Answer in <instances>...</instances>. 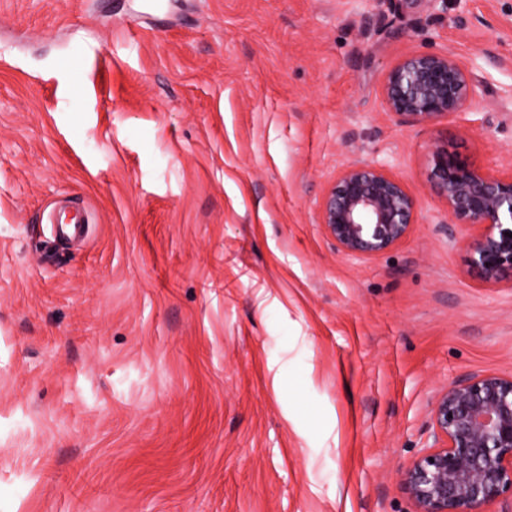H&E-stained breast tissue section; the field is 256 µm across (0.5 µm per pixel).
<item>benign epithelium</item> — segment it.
<instances>
[{"label":"benign epithelium","mask_w":512,"mask_h":512,"mask_svg":"<svg viewBox=\"0 0 512 512\" xmlns=\"http://www.w3.org/2000/svg\"><path fill=\"white\" fill-rule=\"evenodd\" d=\"M380 94L399 123L432 126L471 110L479 87L454 54L414 52L387 72ZM427 182L445 203L447 223L479 228L465 244L469 268L487 284L498 282L512 270V174L437 147ZM320 219L337 252L373 257L409 236L416 201L384 166L355 161L327 188ZM430 438L399 473L413 512H489L512 500V373L480 371L449 383L432 402Z\"/></svg>","instance_id":"7a95c632"}]
</instances>
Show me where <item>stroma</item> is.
I'll use <instances>...</instances> for the list:
<instances>
[{"label": "stroma", "mask_w": 512, "mask_h": 512, "mask_svg": "<svg viewBox=\"0 0 512 512\" xmlns=\"http://www.w3.org/2000/svg\"><path fill=\"white\" fill-rule=\"evenodd\" d=\"M422 50L471 113L384 108ZM437 145L512 173V0H0V512H412L438 392L512 373V274L470 273ZM357 160L418 214L366 259L319 219ZM464 61L451 52H414L386 74L380 94L399 123L432 126L469 113L479 96Z\"/></svg>", "instance_id": "stroma-1"}]
</instances>
